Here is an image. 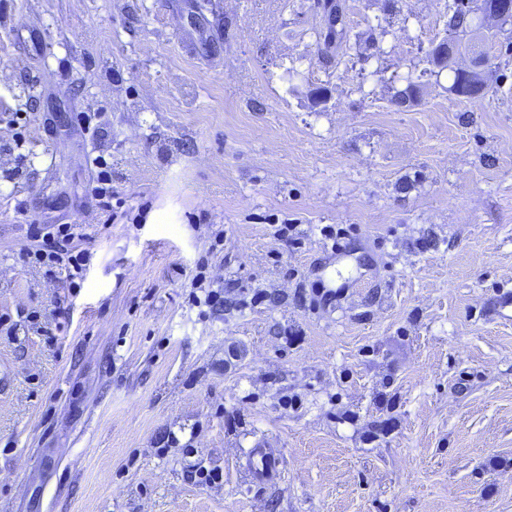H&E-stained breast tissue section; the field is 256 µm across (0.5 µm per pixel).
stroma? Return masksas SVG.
<instances>
[{"mask_svg":"<svg viewBox=\"0 0 512 512\" xmlns=\"http://www.w3.org/2000/svg\"><path fill=\"white\" fill-rule=\"evenodd\" d=\"M341 2L0 0V512H512L508 33L470 101L452 0ZM336 11H329L326 23V32L319 33V39H323L324 45H341L349 37L350 27L339 3L336 1ZM451 69L453 71L451 90L456 96L468 99L485 96L487 86L485 72L475 71L470 78H465L456 69ZM459 89H461V92H459ZM94 165L98 169L97 185L93 189L94 196L101 209L112 211V198H115V195L112 193V175L108 163L105 158L98 156L94 159ZM76 225L49 224L36 229V237L41 244L35 249H27L24 253L29 262L52 268L65 269L71 280L72 288L79 287L74 281L81 277L87 255L85 252L75 251L72 246L76 238ZM50 269V270H51ZM251 459V469L255 478L260 482L269 480L278 471L277 457L265 448H256L252 452Z\"/></svg>","mask_w":512,"mask_h":512,"instance_id":"35a3bbf8","label":"stroma"}]
</instances>
